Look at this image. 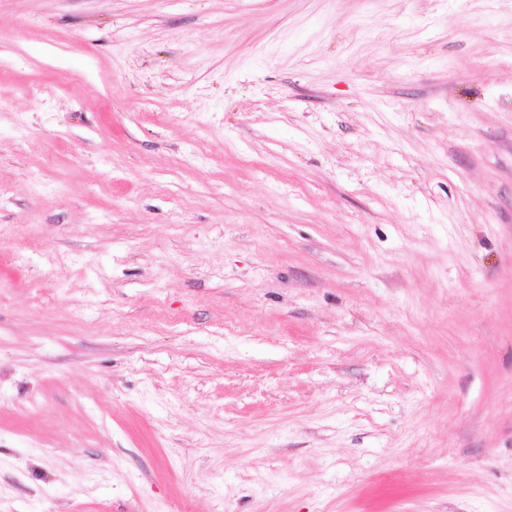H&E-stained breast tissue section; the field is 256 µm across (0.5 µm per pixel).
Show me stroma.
Returning <instances> with one entry per match:
<instances>
[{"instance_id":"stroma-1","label":"stroma","mask_w":512,"mask_h":512,"mask_svg":"<svg viewBox=\"0 0 512 512\" xmlns=\"http://www.w3.org/2000/svg\"><path fill=\"white\" fill-rule=\"evenodd\" d=\"M0 512H512V0H0Z\"/></svg>"}]
</instances>
